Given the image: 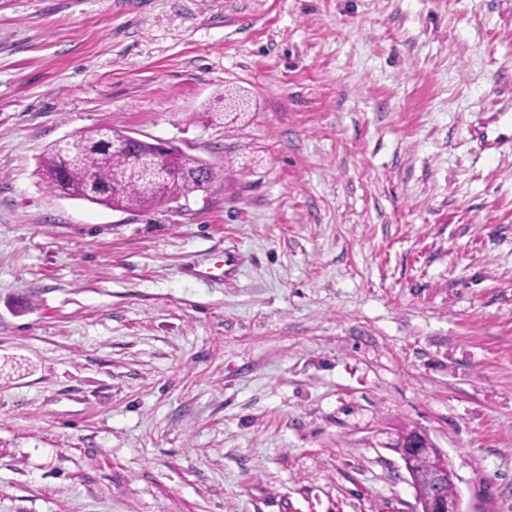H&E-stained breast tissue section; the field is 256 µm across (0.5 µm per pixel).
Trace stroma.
<instances>
[{"mask_svg":"<svg viewBox=\"0 0 512 512\" xmlns=\"http://www.w3.org/2000/svg\"><path fill=\"white\" fill-rule=\"evenodd\" d=\"M494 98L512 0H0V512H416L412 430L464 512H512ZM102 123L208 191H48Z\"/></svg>","mask_w":512,"mask_h":512,"instance_id":"35a3bbf8","label":"stroma"}]
</instances>
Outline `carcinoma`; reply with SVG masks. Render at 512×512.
Returning a JSON list of instances; mask_svg holds the SVG:
<instances>
[{"instance_id": "1", "label": "carcinoma", "mask_w": 512, "mask_h": 512, "mask_svg": "<svg viewBox=\"0 0 512 512\" xmlns=\"http://www.w3.org/2000/svg\"><path fill=\"white\" fill-rule=\"evenodd\" d=\"M108 124L79 131L45 151L39 161L38 175L47 189L61 196L81 199L107 207L150 210L202 191L213 178L210 164L174 147L170 150V172L164 194L143 176L137 157L146 154L154 143L140 140L118 150L107 133Z\"/></svg>"}]
</instances>
